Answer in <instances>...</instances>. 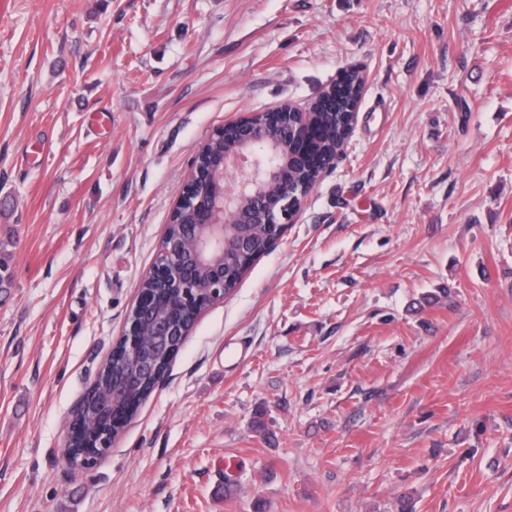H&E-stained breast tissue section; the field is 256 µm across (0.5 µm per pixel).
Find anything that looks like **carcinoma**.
I'll return each instance as SVG.
<instances>
[{
    "mask_svg": "<svg viewBox=\"0 0 512 512\" xmlns=\"http://www.w3.org/2000/svg\"><path fill=\"white\" fill-rule=\"evenodd\" d=\"M362 87V77L358 72L347 74L346 79L336 85V108L343 109L345 106L353 107L356 105L355 94L359 93ZM307 119L316 126L326 129L327 135L325 141L320 144L322 157L325 161L316 166L306 161L297 152H292L291 163L288 172L285 174L284 183L298 185L300 183L312 186L318 180L322 170L328 163L332 162L341 151L342 145L353 130L356 114L346 113L345 120L339 119V113L331 112L327 107H315L308 112ZM197 221V215L186 210L178 212L173 216L172 222L167 227L165 237L171 238L179 233L180 228L186 224H194ZM232 228L237 231H244L248 235V244L246 250L237 247L232 248L224 262V293H230L239 284L244 273L252 267L255 261L264 256L269 251V243L275 236L276 226L273 224H234ZM16 244L14 239L6 241L0 240V288H9L12 285L11 274L9 273V264L7 262V247ZM141 288L146 292L157 297L158 309L171 318L177 325H181L185 330H190L196 321L203 305L196 301H188L181 295L179 290L169 292L160 288L151 276H146L141 282ZM122 345H117L112 351V357L108 358L100 366L96 379L89 389V404L80 414L77 423L80 428L75 430L72 436L71 445L75 449L76 456H81L85 452L87 438L83 427L95 422L102 431L112 433L114 427L112 422L104 417L94 418L91 412L92 403L96 397L112 381V377L119 371L129 370L130 363L121 352ZM155 383L150 380L135 378L131 384L123 402V407L134 413L138 410L143 401L151 394Z\"/></svg>",
    "mask_w": 512,
    "mask_h": 512,
    "instance_id": "1",
    "label": "carcinoma"
}]
</instances>
